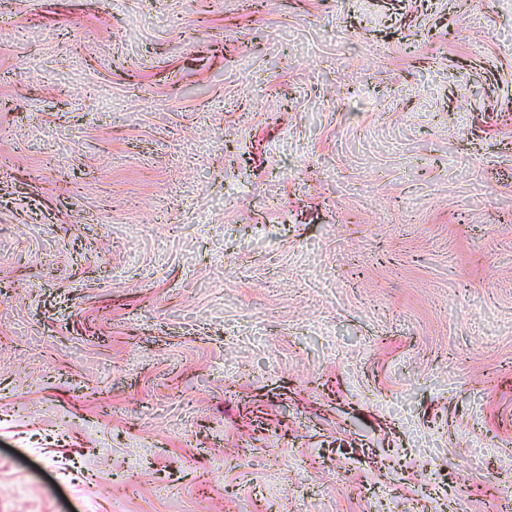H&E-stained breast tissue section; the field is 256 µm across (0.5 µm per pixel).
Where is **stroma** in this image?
<instances>
[{
	"instance_id": "obj_1",
	"label": "stroma",
	"mask_w": 512,
	"mask_h": 512,
	"mask_svg": "<svg viewBox=\"0 0 512 512\" xmlns=\"http://www.w3.org/2000/svg\"><path fill=\"white\" fill-rule=\"evenodd\" d=\"M510 499L512 0H0V512Z\"/></svg>"
}]
</instances>
